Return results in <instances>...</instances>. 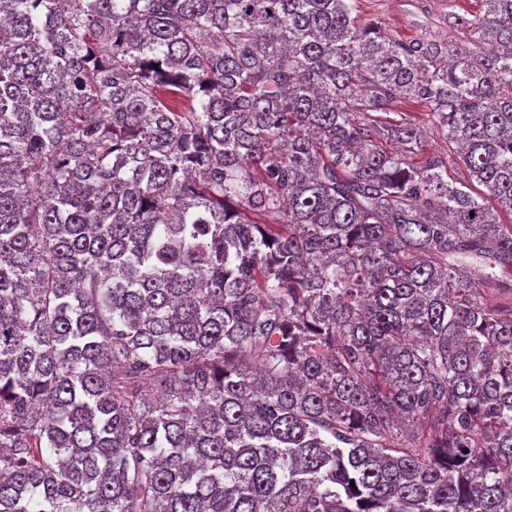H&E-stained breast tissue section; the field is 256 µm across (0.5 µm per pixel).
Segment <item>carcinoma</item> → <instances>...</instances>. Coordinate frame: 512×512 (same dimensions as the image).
Wrapping results in <instances>:
<instances>
[{"label": "carcinoma", "instance_id": "carcinoma-1", "mask_svg": "<svg viewBox=\"0 0 512 512\" xmlns=\"http://www.w3.org/2000/svg\"><path fill=\"white\" fill-rule=\"evenodd\" d=\"M358 2L0 0V512H512V0ZM484 0H360L362 20L378 22L388 33L402 41L428 37L469 44L474 37L464 29L448 26V13L468 19L484 13ZM401 112L410 115L425 131L422 150L411 160L419 162L424 155L437 154L446 158V161L448 160V180L458 179L461 176L462 167L454 163L456 162L455 145L448 144L446 136L428 116L429 110L420 104L403 100L392 104L389 107V112L381 115L389 121L395 122L400 119Z\"/></svg>", "mask_w": 512, "mask_h": 512}]
</instances>
